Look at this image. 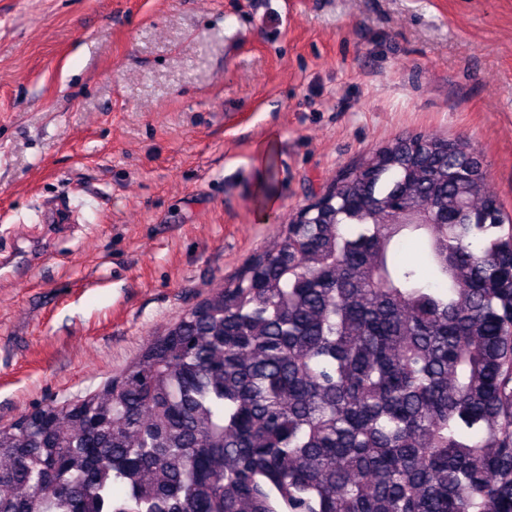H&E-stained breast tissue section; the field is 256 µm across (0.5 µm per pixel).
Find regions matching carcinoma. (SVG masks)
Returning a JSON list of instances; mask_svg holds the SVG:
<instances>
[{"label": "carcinoma", "mask_w": 512, "mask_h": 512, "mask_svg": "<svg viewBox=\"0 0 512 512\" xmlns=\"http://www.w3.org/2000/svg\"><path fill=\"white\" fill-rule=\"evenodd\" d=\"M486 172L425 133L342 171L119 377L0 426V512H512V218Z\"/></svg>", "instance_id": "obj_1"}]
</instances>
